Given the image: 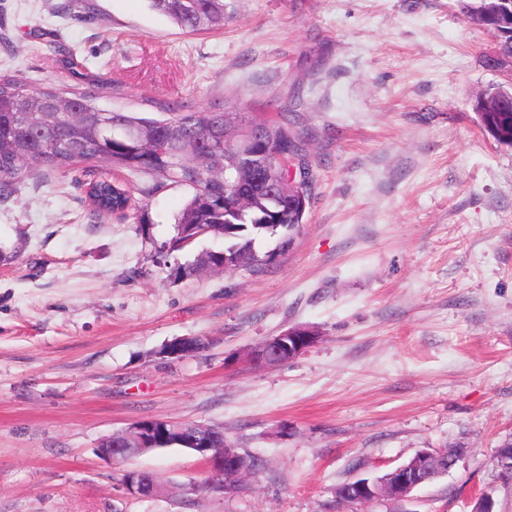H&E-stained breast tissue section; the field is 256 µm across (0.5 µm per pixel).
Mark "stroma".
Instances as JSON below:
<instances>
[{"instance_id":"35a3bbf8","label":"stroma","mask_w":512,"mask_h":512,"mask_svg":"<svg viewBox=\"0 0 512 512\" xmlns=\"http://www.w3.org/2000/svg\"><path fill=\"white\" fill-rule=\"evenodd\" d=\"M0 0V74L72 86L103 108L294 110L315 177L306 224L257 273L186 274L224 242L161 252L190 187L93 215L84 181L40 171L0 199V512H382L338 484L422 449H459L412 512H512L497 450L512 440V147L474 97L512 86V57L460 0H224L188 32L149 0ZM48 40L76 64L45 61ZM306 326L317 341L259 367L250 352ZM197 337L182 359L164 345ZM146 419L223 429L261 466L242 493L170 447L107 462L98 441ZM130 469L166 487L123 489Z\"/></svg>"}]
</instances>
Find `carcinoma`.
Wrapping results in <instances>:
<instances>
[{"mask_svg": "<svg viewBox=\"0 0 512 512\" xmlns=\"http://www.w3.org/2000/svg\"><path fill=\"white\" fill-rule=\"evenodd\" d=\"M150 6L179 27L197 31L224 20V0H149ZM472 105L482 129L498 144L512 147V127L503 113L481 112ZM148 129L139 141L136 127ZM230 140L247 137L280 156L272 173L284 178L296 158V172L312 173L305 161L306 132L287 118L248 117L236 107H198L172 112L163 119L137 117L100 108L95 97L79 89L26 90L18 79L0 75V198L17 191L35 170H80L88 176V196L96 216L128 213L134 202L128 187L113 181L124 171L143 181L148 195L167 183L194 190L176 218L170 249L178 250L201 230L236 249L242 269L255 273L268 265L256 243L285 236L303 224L313 195L311 179L302 183L304 205L270 198L256 172L236 163Z\"/></svg>", "mask_w": 512, "mask_h": 512, "instance_id": "carcinoma-1", "label": "carcinoma"}]
</instances>
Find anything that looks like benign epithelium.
Here are the masks:
<instances>
[{
	"instance_id": "benign-epithelium-1",
	"label": "benign epithelium",
	"mask_w": 512,
	"mask_h": 512,
	"mask_svg": "<svg viewBox=\"0 0 512 512\" xmlns=\"http://www.w3.org/2000/svg\"><path fill=\"white\" fill-rule=\"evenodd\" d=\"M471 15L477 20L488 21L494 27L506 26L512 30V0H475L471 6ZM273 194L281 197L292 196L302 199L295 174L288 175V182H273ZM318 335L303 326L292 327L276 336L268 338L251 353V361L259 366H274L300 355L316 342ZM163 354L171 358H183L192 355L189 339L181 338L168 344ZM151 424L160 429L172 427L175 434L173 443L179 444L202 456L207 468L219 476L211 481L209 487L227 496L236 495L244 490L250 477L243 455L235 448L214 447L216 428L193 422H170L153 419ZM120 447L100 448L98 454L106 460H129L147 452L159 449L151 441L144 421H134L120 431ZM436 457L431 450H421L409 465H401L384 472V476L369 481L357 479L345 489L336 486V504L347 505L351 502L362 504H397L396 512H408L401 505L411 500V493L424 485L425 479L411 475V471L428 469ZM121 484L125 491L138 498H153L161 493V486L156 477L146 471L127 470L123 473Z\"/></svg>"
}]
</instances>
